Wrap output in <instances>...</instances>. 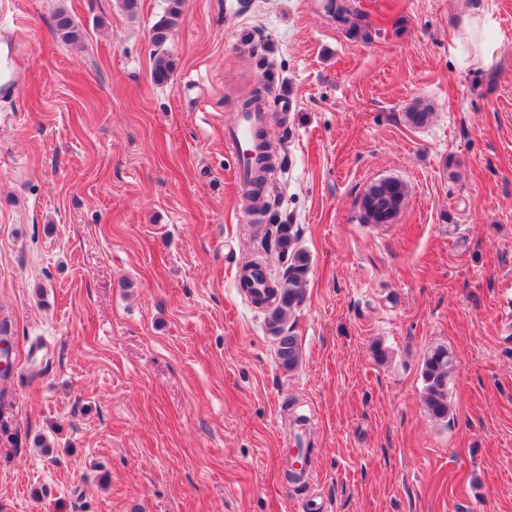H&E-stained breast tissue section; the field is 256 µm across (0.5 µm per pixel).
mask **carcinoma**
Listing matches in <instances>:
<instances>
[{
	"label": "carcinoma",
	"instance_id": "1",
	"mask_svg": "<svg viewBox=\"0 0 512 512\" xmlns=\"http://www.w3.org/2000/svg\"><path fill=\"white\" fill-rule=\"evenodd\" d=\"M182 0H169L165 14L152 26L151 40L156 48L152 69L154 82L163 84L170 80L172 64L161 47L168 40L171 30L178 24ZM325 11L337 21L348 20L350 8L344 0H325ZM56 29L60 37L70 43L80 41L82 32L75 20L65 11L56 16ZM432 115L429 105L412 104L406 119L414 126L428 123ZM408 187L396 178H385L371 183L359 198L361 219L366 224H388L405 206ZM266 246H275L279 257L288 262L280 279H269L272 290L271 312L268 326L276 341V355L280 367L285 371L295 370L301 359V343L292 329L286 325L287 316L301 305L310 268L308 254L296 247L297 235L290 224H276L269 230ZM456 358L447 347L439 345L430 349L421 363V376L425 382L422 396L428 414L436 420L448 418L451 411L448 401V385L455 368Z\"/></svg>",
	"mask_w": 512,
	"mask_h": 512
}]
</instances>
